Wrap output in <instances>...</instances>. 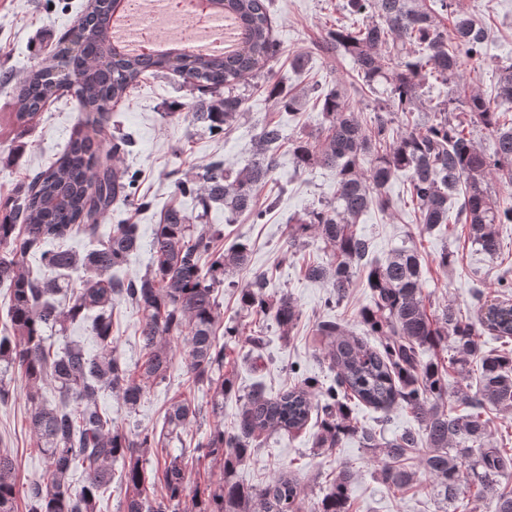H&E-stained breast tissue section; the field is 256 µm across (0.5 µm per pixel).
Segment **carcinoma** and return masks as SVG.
<instances>
[{
  "mask_svg": "<svg viewBox=\"0 0 512 512\" xmlns=\"http://www.w3.org/2000/svg\"><path fill=\"white\" fill-rule=\"evenodd\" d=\"M111 0H87L80 22L57 41L50 60L29 70L11 88L13 125L27 126L53 97L74 92L84 112L60 157L20 190L17 199L0 201V288L10 295L8 324L0 330V404L12 399L8 372H19L34 388L29 394V426L49 468L30 485L28 512H98V504L120 466L128 495L123 512H179L187 499L192 512H293L301 495L296 476L279 473L261 488L232 480V472L260 448V438L292 434L316 416L315 445L329 451L344 439L358 437L365 448L384 449L381 480L389 489L417 482L412 460L433 479L432 491L452 512H512V448L488 438L486 408L512 409V348L484 352L478 336L485 330L497 339L512 338V305L482 301L476 292L477 320L464 319L450 306L427 313L422 295L421 258L416 245L394 250L383 262L369 263L371 241L356 229L370 210L394 208L385 188L407 174L406 196L418 233L448 232L449 205L457 200L454 223L466 224L469 238L484 254H500L497 225L512 223V117L491 105L479 91L461 92L460 80L470 62L486 54V33L457 8V0H346L349 15L363 23L326 29L325 57H348L358 93L384 94L361 118L339 86L317 94L322 125L314 138L286 141L281 122H268L256 136L254 158L241 168L222 160L204 166L191 179H179L182 196L197 200L189 216L173 205L163 212L150 241V264L135 279L117 270L140 248L138 226L114 224L100 232L113 206L143 209L137 196L139 175L110 163L131 144L126 134L106 133L112 104L128 96L145 75L179 74L200 92L189 113L192 124L213 133L226 130L246 110L238 86L254 77L278 54L273 37L271 0H221L236 17L239 47L217 58L188 53L142 57L111 48L108 25ZM451 18L447 25L442 16ZM494 99L512 104V58L497 64ZM434 81L447 88L445 99L430 110L421 103L423 87ZM276 104L296 115V99L272 84ZM493 138L486 153L471 138L475 128ZM295 167L336 171V197L307 210L288 234V243L303 237L324 244L325 260L306 267L305 276L323 280L332 291L324 301L332 309L346 297L354 277L363 273L370 304L360 311L380 347L348 337L342 324L326 320L316 335L327 344L334 383L324 387L312 377L274 397L259 386L241 397L234 431L224 434V396L234 389L224 373L226 343L219 329L217 292L234 269L250 262L249 245L218 247L224 229L207 223L220 204L253 223L272 209L257 205L261 183L283 154ZM496 175L506 194L492 193L488 176ZM81 232L91 248L80 256L52 244ZM39 257L41 269L27 259ZM90 272L78 288L73 274ZM268 274L239 289L247 315L272 320L284 332L299 318L287 294L265 295ZM124 300L140 314L142 361L130 370L113 346L112 302ZM85 323L97 351L67 336L73 324ZM185 341L186 374L196 389L212 393L210 412L218 418L192 455L167 457L147 470L148 449L178 438V430L199 413L192 401H173L164 416L166 432L118 424L103 411L99 397L118 394L135 412L147 391L167 377L173 354L170 340ZM451 350L448 366L423 362ZM480 361L478 381L449 387L447 367L466 371L468 358ZM50 382L57 399L50 405L36 388ZM356 400L380 410L411 414L420 433L407 430L386 439L351 416ZM204 462L219 466L223 478L204 486L191 484L192 470ZM81 470L75 489L71 475ZM354 469L338 466L336 477L311 512H350L349 488ZM17 477L11 457L0 453V512L17 510Z\"/></svg>",
  "mask_w": 512,
  "mask_h": 512,
  "instance_id": "1",
  "label": "carcinoma"
}]
</instances>
